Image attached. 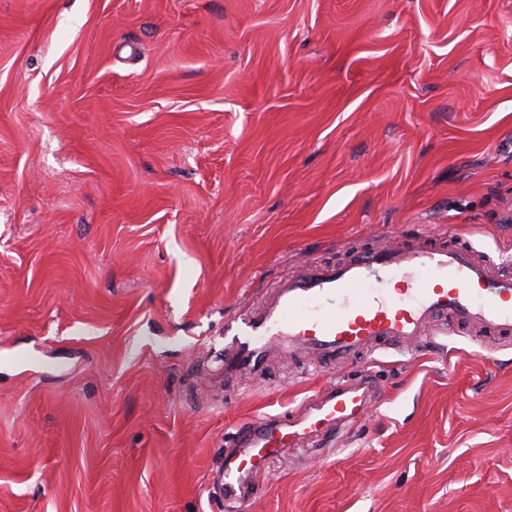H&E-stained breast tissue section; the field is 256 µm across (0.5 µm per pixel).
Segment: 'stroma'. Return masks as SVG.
Returning <instances> with one entry per match:
<instances>
[{"label":"stroma","mask_w":512,"mask_h":512,"mask_svg":"<svg viewBox=\"0 0 512 512\" xmlns=\"http://www.w3.org/2000/svg\"><path fill=\"white\" fill-rule=\"evenodd\" d=\"M424 232L512 265V0H0V512H222L227 315ZM380 400L246 512H512V348L359 365Z\"/></svg>","instance_id":"stroma-1"}]
</instances>
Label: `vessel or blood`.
<instances>
[{
  "mask_svg": "<svg viewBox=\"0 0 512 512\" xmlns=\"http://www.w3.org/2000/svg\"><path fill=\"white\" fill-rule=\"evenodd\" d=\"M449 325L485 349L512 345V276L463 242L421 233L338 265L305 266L263 303L225 319L224 374L266 372L277 352L335 365L388 349L410 355ZM375 396L361 374L330 381L288 415L235 426L221 472L227 512L259 493L272 459L336 440Z\"/></svg>",
  "mask_w": 512,
  "mask_h": 512,
  "instance_id": "b4317fda",
  "label": "vessel or blood"
}]
</instances>
